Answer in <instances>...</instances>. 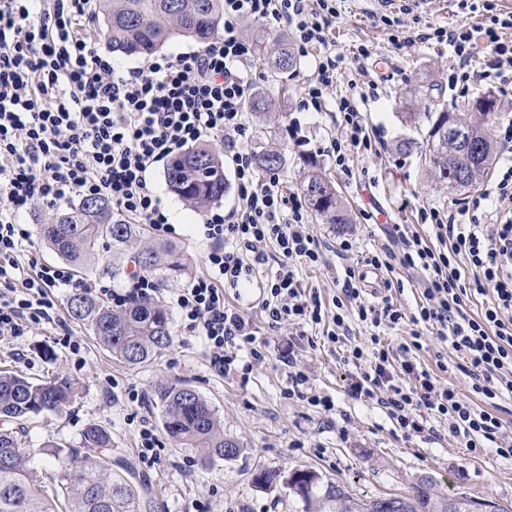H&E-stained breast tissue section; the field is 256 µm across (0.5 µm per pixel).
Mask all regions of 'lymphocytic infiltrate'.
I'll use <instances>...</instances> for the list:
<instances>
[{"instance_id":"f902f5d3","label":"lymphocytic infiltrate","mask_w":512,"mask_h":512,"mask_svg":"<svg viewBox=\"0 0 512 512\" xmlns=\"http://www.w3.org/2000/svg\"><path fill=\"white\" fill-rule=\"evenodd\" d=\"M484 7L491 14L487 26H432L403 43L451 48L450 91L463 96L470 85L484 83L507 96L512 94L507 36L512 13L495 14L492 0ZM336 14L333 0H224V30L204 48L119 69L91 46V0H0V337L57 323L58 302L51 291L73 285L64 266L25 271L21 257L32 232L22 224L23 214L39 203L102 197L121 214L172 232L148 175L172 154L217 138L232 156L237 204L204 212V236L211 243L207 271L173 296L188 332L204 341L211 369L230 373L242 349L253 359L263 358L261 329L289 326L294 335L280 353L288 369L286 395L332 414V397L311 392L297 348L321 326L344 362L355 367L347 379L348 396L375 402L405 437L426 434L432 418L446 424L463 447L492 446L498 456L512 460V442L493 412L512 394V163L500 164L480 194L463 206L421 211L430 236L414 225L397 224L392 238L401 251L363 252L362 263L374 268L395 261L421 271L422 301L408 314L394 308L389 297H362L361 279L351 266L336 273L341 295L333 305L304 285L301 270L318 265L323 243L279 177L258 178L253 155L241 142L252 90L244 70L252 48L241 33L242 21L288 25L297 52L313 61L298 108L322 112L343 63L327 36ZM480 41L489 58L475 71L470 64ZM377 88L371 79L366 90H350L336 101L342 134L325 152L338 167H347L353 150L376 149L361 123L360 106ZM493 201L511 207L498 212L494 223H480L477 210ZM260 264L268 272L260 281L264 324L259 327L225 305L224 291L252 280ZM475 293L491 300L473 316L463 304ZM406 322L409 342L392 344L388 331ZM357 325L365 330L364 340L354 337ZM428 330L444 346L436 354L438 371L464 374L474 399L461 396L411 356ZM449 349L461 354V362H448Z\"/></svg>"}]
</instances>
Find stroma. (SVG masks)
I'll return each mask as SVG.
<instances>
[{"label":"stroma","mask_w":512,"mask_h":512,"mask_svg":"<svg viewBox=\"0 0 512 512\" xmlns=\"http://www.w3.org/2000/svg\"><path fill=\"white\" fill-rule=\"evenodd\" d=\"M338 9L328 39L344 66L328 98L333 101L344 95L350 82L360 83L368 76L377 80V93L361 112L369 134L382 142L379 153L352 154L348 175L325 154V147L340 136L341 129L335 111H296L303 83L312 73L306 59L297 72L277 81L256 59L248 60L246 69L254 88L278 100L280 114L265 120L245 112L242 138L250 151L275 147L285 153L288 163L278 176L287 193L298 194L303 161L311 157L342 195L352 223L325 224L315 214L307 216L314 235L327 248L322 263L303 268L302 274L307 286L319 289L328 300L341 293L334 282L342 263L336 243L350 240L357 252L392 245L393 225L418 223L420 210L454 209L463 200L462 194L439 191L428 178L423 160L398 148L402 140L418 135L398 118L408 95H415L426 110L444 106L453 112L463 105V98L448 89L451 49L445 44L396 48L391 27L377 22L370 0H340ZM385 13L399 20L401 31L409 34L435 24L481 27L491 18L472 0H426L419 9L407 0H392ZM362 46L368 49V58L357 57ZM149 181L175 228L166 236L149 230V237L180 247L191 261V275L205 273L207 241L200 215L168 191L163 168H155ZM380 279L395 305L407 313L414 311L421 287L417 272L384 269ZM67 326L71 333L67 344L48 326L0 340V371L36 381L65 376L79 385L75 402L65 412L29 419L24 440L33 448L48 440L76 448L89 425L103 426L112 434L114 456L135 463L148 478L157 512H182L186 502L195 498L207 500L211 512H314L313 505L282 483L296 470L317 474L314 495L318 498L331 485L341 486L357 499L405 494L419 477L429 475L448 493L463 491L496 501L507 510L512 507V460L499 457L491 448L477 454L468 451L443 424L429 438L403 436L375 404L347 395L351 367L329 349L305 348L302 359L313 390L333 398V414L324 416L305 402L285 398L288 377L278 354L288 341L287 329H263L261 336L268 342L264 359L255 361L239 352L234 370L221 376L211 369L201 341L179 323L171 345L156 359L137 366L113 357L81 324L71 320ZM180 382L194 387L223 422L225 436L243 445L237 460L205 467L194 451L170 442L160 463L139 462L140 426L132 419L134 408L125 396L126 388L136 386L151 399L160 385ZM263 470L276 473L277 481L256 485L254 476Z\"/></svg>","instance_id":"35a3bbf8"}]
</instances>
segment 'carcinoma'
<instances>
[{
	"mask_svg": "<svg viewBox=\"0 0 512 512\" xmlns=\"http://www.w3.org/2000/svg\"><path fill=\"white\" fill-rule=\"evenodd\" d=\"M95 21L102 22L112 50L126 55L149 56L172 37L179 35L199 43L217 37L224 20V0H95ZM260 64L275 79L293 73L300 65L294 49L284 38L255 46ZM481 96L467 106V118L443 107L420 114L405 112L402 119L415 123L425 116V136L430 176L438 187L450 192L475 189L488 176L493 149L479 151L484 140H493L495 125L485 117ZM258 170L278 171L285 156L278 149L255 153ZM168 190L201 214L218 204L229 191L224 161L211 144L195 145L172 158L166 165ZM300 190L325 224H349L351 219L332 181L313 159L304 160ZM46 243L62 260L88 270L89 258L100 246L112 247V263L105 270L117 278L131 244L141 242V227L112 211L104 198L84 199L40 225ZM138 268L165 282L185 274L188 258L175 245L142 242L133 256ZM70 317L86 326L99 345L124 363L137 366L156 358L173 340V318L159 300L135 298L122 307H111L86 292L73 293L67 300ZM78 393L67 377L34 382L14 373L0 374V417L23 421L42 413H61ZM162 425L180 448L196 451L203 466L233 461L242 452L240 443L224 437V426L209 403L185 383L165 384L157 390ZM49 458L50 472L40 476L36 456ZM119 470L112 469V466ZM317 475L297 471L286 485L311 501ZM476 499L465 492L448 495L436 489L431 476L418 478L409 496L379 497L357 501L338 486H332L318 501L316 512L328 507L335 512H470ZM0 512H155L148 482L137 476L127 461L112 458V434L100 425L88 426L78 448L47 444L30 448L18 432L0 429Z\"/></svg>",
	"mask_w": 512,
	"mask_h": 512,
	"instance_id": "cac0c4a2",
	"label": "carcinoma"
}]
</instances>
